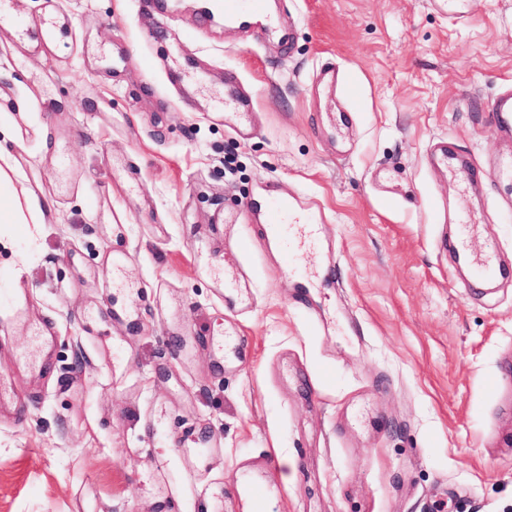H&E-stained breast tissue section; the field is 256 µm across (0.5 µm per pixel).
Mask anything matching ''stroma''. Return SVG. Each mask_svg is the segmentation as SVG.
<instances>
[{
	"label": "stroma",
	"instance_id": "35a3bbf8",
	"mask_svg": "<svg viewBox=\"0 0 512 512\" xmlns=\"http://www.w3.org/2000/svg\"><path fill=\"white\" fill-rule=\"evenodd\" d=\"M272 5L257 40L224 0H0V197L25 218L0 289L20 272L30 317L0 309V384L32 400L0 416V512H194L201 488L211 512H512V0ZM328 59L354 94L309 92ZM440 139L462 167L429 164ZM266 189L313 202L312 247L271 246ZM455 235L506 267L490 294ZM498 125L503 129H510L512 121V85L504 87L498 94L494 111Z\"/></svg>",
	"mask_w": 512,
	"mask_h": 512
}]
</instances>
